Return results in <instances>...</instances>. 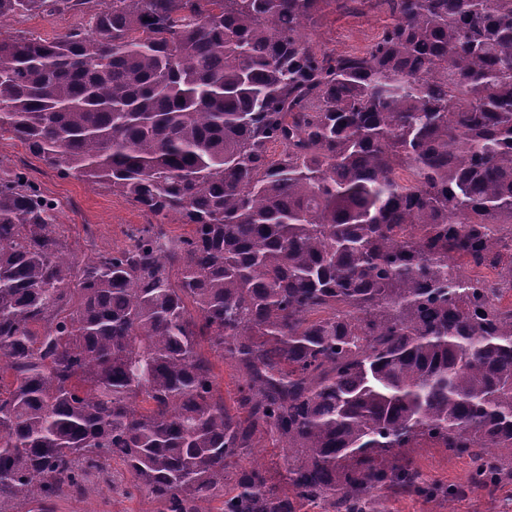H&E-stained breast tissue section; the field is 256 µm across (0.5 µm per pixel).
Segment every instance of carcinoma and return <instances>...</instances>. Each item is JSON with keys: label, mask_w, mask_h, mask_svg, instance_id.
<instances>
[{"label": "carcinoma", "mask_w": 512, "mask_h": 512, "mask_svg": "<svg viewBox=\"0 0 512 512\" xmlns=\"http://www.w3.org/2000/svg\"><path fill=\"white\" fill-rule=\"evenodd\" d=\"M350 2L0 0L88 16L0 35V135L159 218L80 260L0 161V512L113 460L151 512H375L435 494L423 440L512 478V0H375L377 42L319 48ZM266 441L283 485L240 466Z\"/></svg>", "instance_id": "cac0c4a2"}]
</instances>
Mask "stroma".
I'll list each match as a JSON object with an SVG mask.
<instances>
[{
  "label": "stroma",
  "mask_w": 512,
  "mask_h": 512,
  "mask_svg": "<svg viewBox=\"0 0 512 512\" xmlns=\"http://www.w3.org/2000/svg\"><path fill=\"white\" fill-rule=\"evenodd\" d=\"M83 23L79 14L17 17L1 21L0 32L25 31L50 39ZM387 23L383 12L360 4L350 11L329 13L312 30L311 37L322 47L362 52L377 40ZM0 160L24 168L40 190L55 201L58 222L79 258L128 246L132 231L151 221L124 197L90 187L77 176H61L11 135L0 136ZM411 455L422 479L435 485L438 495L407 496L385 491L380 495L378 512H512V481L490 492L474 491L466 482L470 470L467 456H451L428 443L413 449ZM118 472V464L113 463L91 475L90 492L67 494L55 503L54 512H147L149 504L143 497L113 491L112 479ZM447 489L456 491L454 502L442 498V491Z\"/></svg>",
  "instance_id": "1"
}]
</instances>
